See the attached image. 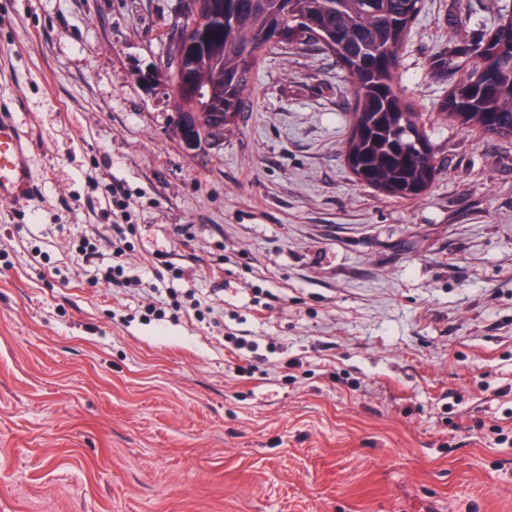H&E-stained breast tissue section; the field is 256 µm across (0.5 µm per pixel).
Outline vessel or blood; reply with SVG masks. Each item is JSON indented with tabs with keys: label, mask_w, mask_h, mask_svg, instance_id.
<instances>
[{
	"label": "vessel or blood",
	"mask_w": 512,
	"mask_h": 512,
	"mask_svg": "<svg viewBox=\"0 0 512 512\" xmlns=\"http://www.w3.org/2000/svg\"><path fill=\"white\" fill-rule=\"evenodd\" d=\"M36 191L31 153L22 128L8 113H0V199L27 201Z\"/></svg>",
	"instance_id": "vessel-or-blood-1"
}]
</instances>
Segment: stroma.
<instances>
[{"mask_svg":"<svg viewBox=\"0 0 512 512\" xmlns=\"http://www.w3.org/2000/svg\"><path fill=\"white\" fill-rule=\"evenodd\" d=\"M178 7L0 0L38 184L0 200V512H512V139L444 117L430 68L512 0H423L396 81L437 171L412 200L347 168L352 80L314 45L265 52L186 150L138 80ZM116 224L142 289L93 282L82 245L111 263ZM193 292L213 313L175 311Z\"/></svg>","mask_w":512,"mask_h":512,"instance_id":"1","label":"stroma"}]
</instances>
